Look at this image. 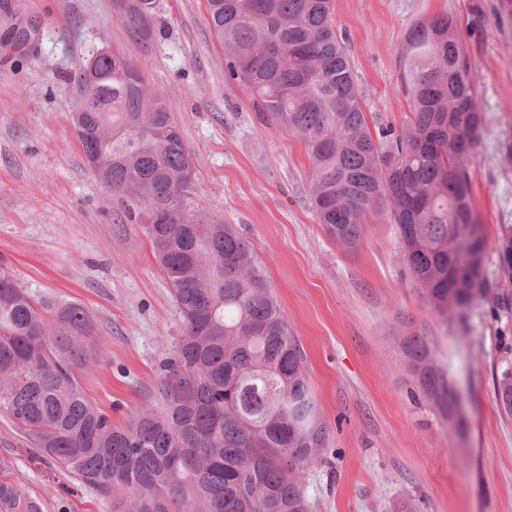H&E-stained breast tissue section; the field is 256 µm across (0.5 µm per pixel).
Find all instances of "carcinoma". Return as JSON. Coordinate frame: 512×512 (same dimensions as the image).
<instances>
[{
	"label": "carcinoma",
	"instance_id": "cac0c4a2",
	"mask_svg": "<svg viewBox=\"0 0 512 512\" xmlns=\"http://www.w3.org/2000/svg\"><path fill=\"white\" fill-rule=\"evenodd\" d=\"M130 38L147 36L156 0H116ZM230 75L261 111L301 138L311 198L326 232L353 247L379 200L390 204L403 261L443 321L483 303L507 306L483 275L487 242L469 158L483 115L448 16L406 34L401 80L412 101L400 132L373 134L332 0H207ZM73 115L107 169V189L141 225L169 281L183 332L163 364L162 406L112 424L77 375L99 353L76 303L22 288L0 260V409L35 448L111 501L112 512H311L304 472L321 460L305 358L252 247L232 224L193 205L195 168L178 125L141 72L97 54ZM497 282L512 281V224L501 225ZM412 358L446 419L457 394L425 344ZM500 412L512 417V347L495 367ZM0 512H42L0 468Z\"/></svg>",
	"mask_w": 512,
	"mask_h": 512
}]
</instances>
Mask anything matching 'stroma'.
<instances>
[{
	"label": "stroma",
	"mask_w": 512,
	"mask_h": 512,
	"mask_svg": "<svg viewBox=\"0 0 512 512\" xmlns=\"http://www.w3.org/2000/svg\"><path fill=\"white\" fill-rule=\"evenodd\" d=\"M456 21L484 121L470 157L474 211L495 271L500 225L512 224V14L500 0H333V25L365 92L370 129L405 127L411 100L400 55L407 31ZM109 50L134 62L179 126L195 168V206L252 244L303 350L325 463L308 468L312 512H512V419L493 371L512 311L486 307L441 323L412 281L382 202L350 248L311 204L301 140L232 79L206 0H157L150 36L132 41L114 0H0V257L36 298L75 302L101 354L78 373L114 424L160 403L162 363L181 334L167 278L87 164L70 120L78 77ZM423 341L463 396L448 423L425 395L409 348ZM0 462L43 512H110L109 502L38 451L0 410Z\"/></svg>",
	"instance_id": "1"
}]
</instances>
